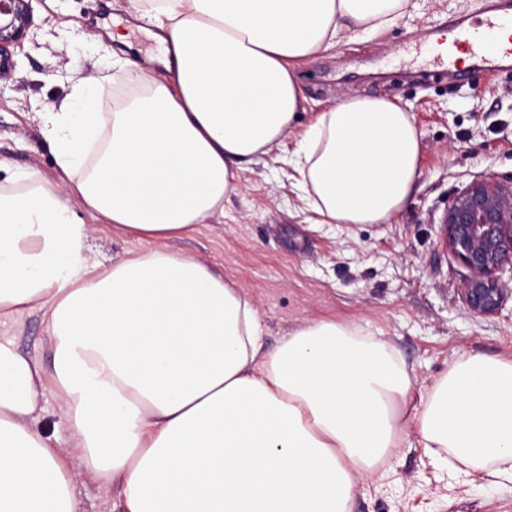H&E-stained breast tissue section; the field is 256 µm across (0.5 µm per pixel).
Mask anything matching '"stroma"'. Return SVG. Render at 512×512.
Returning a JSON list of instances; mask_svg holds the SVG:
<instances>
[{
	"mask_svg": "<svg viewBox=\"0 0 512 512\" xmlns=\"http://www.w3.org/2000/svg\"><path fill=\"white\" fill-rule=\"evenodd\" d=\"M395 25L343 39L301 63L306 98L294 132L240 171L223 215L171 241L179 254L203 260L238 282L256 302L263 349L307 322H355L384 342L411 381L402 414L418 438L412 405L464 356L512 359V296L491 316L471 315L461 288L467 269L442 242V217L472 180L494 174L512 181V73L471 71L466 83L430 80L412 63L411 48L433 40L450 17L482 16L487 0H416ZM33 23L15 70L0 81V186L26 173L55 174L38 112L65 102L79 82L97 85L110 109L139 72L153 71V25L131 0H32ZM133 44L112 55L113 28ZM369 95L399 103L420 133L421 177L409 205L387 224H325L313 212L288 160L322 113L345 97ZM0 339L51 366L49 335L38 312L0 321ZM83 512H123L120 489L77 476ZM352 512H512V482L491 483L464 472L451 454L413 445L358 483Z\"/></svg>",
	"mask_w": 512,
	"mask_h": 512,
	"instance_id": "1",
	"label": "stroma"
}]
</instances>
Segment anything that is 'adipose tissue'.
Wrapping results in <instances>:
<instances>
[{
    "mask_svg": "<svg viewBox=\"0 0 512 512\" xmlns=\"http://www.w3.org/2000/svg\"><path fill=\"white\" fill-rule=\"evenodd\" d=\"M157 29L142 94L99 109L74 87L40 131L55 178L0 190V318L35 310L52 365L0 342V512H80L76 468L118 483L124 512H351L401 447L410 381L358 324L314 320L265 355L253 299L170 241L223 213L245 165L295 127L294 62L390 27L409 0H135ZM410 115L353 97L290 163L327 224H385L419 179ZM85 218H78L77 210ZM137 240L106 266L93 226ZM54 394L62 452L35 426ZM419 442L512 481V360L458 361L420 398Z\"/></svg>",
    "mask_w": 512,
    "mask_h": 512,
    "instance_id": "ef3b65f1",
    "label": "adipose tissue"
}]
</instances>
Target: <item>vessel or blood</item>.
<instances>
[{"mask_svg": "<svg viewBox=\"0 0 512 512\" xmlns=\"http://www.w3.org/2000/svg\"><path fill=\"white\" fill-rule=\"evenodd\" d=\"M487 14L472 20L460 17L448 25V45L444 53L433 56L434 67L457 70L467 78L469 70H458L460 59H468L470 68L499 71L512 59V0H490Z\"/></svg>", "mask_w": 512, "mask_h": 512, "instance_id": "b4317fda", "label": "vessel or blood"}]
</instances>
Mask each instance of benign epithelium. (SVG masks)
<instances>
[{
    "label": "benign epithelium",
    "instance_id": "1",
    "mask_svg": "<svg viewBox=\"0 0 512 512\" xmlns=\"http://www.w3.org/2000/svg\"><path fill=\"white\" fill-rule=\"evenodd\" d=\"M29 0H0V78L14 69L13 48L30 28ZM448 250L470 275L462 292L467 309L478 316L496 313L512 282V185L492 176L473 180L458 192L443 222Z\"/></svg>",
    "mask_w": 512,
    "mask_h": 512
}]
</instances>
